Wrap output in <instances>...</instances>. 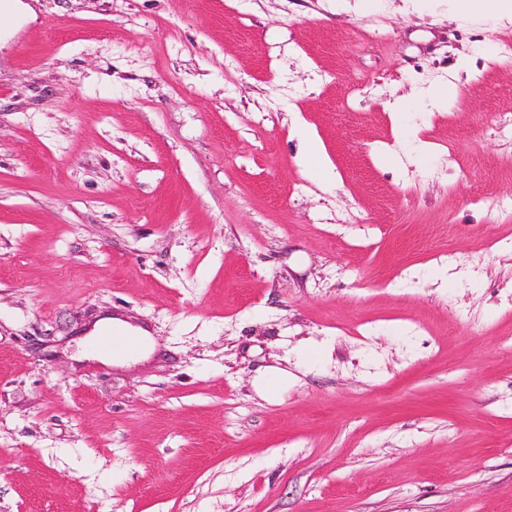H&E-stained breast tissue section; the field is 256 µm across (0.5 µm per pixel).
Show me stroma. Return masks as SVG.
Returning a JSON list of instances; mask_svg holds the SVG:
<instances>
[{
    "label": "stroma",
    "mask_w": 512,
    "mask_h": 512,
    "mask_svg": "<svg viewBox=\"0 0 512 512\" xmlns=\"http://www.w3.org/2000/svg\"><path fill=\"white\" fill-rule=\"evenodd\" d=\"M8 3L0 512H512V25ZM445 82L397 138L393 100ZM106 317L155 351L88 356ZM306 152L302 157V165L313 175L320 179V182L327 184L332 180L328 166L323 162V155L319 145L312 135L306 136Z\"/></svg>",
    "instance_id": "35a3bbf8"
}]
</instances>
